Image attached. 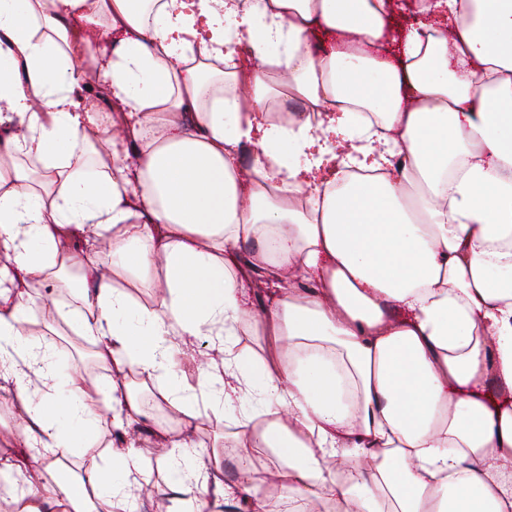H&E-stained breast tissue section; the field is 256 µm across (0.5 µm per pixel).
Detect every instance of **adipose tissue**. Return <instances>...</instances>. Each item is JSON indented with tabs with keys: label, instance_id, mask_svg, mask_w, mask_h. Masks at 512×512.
<instances>
[{
	"label": "adipose tissue",
	"instance_id": "obj_1",
	"mask_svg": "<svg viewBox=\"0 0 512 512\" xmlns=\"http://www.w3.org/2000/svg\"><path fill=\"white\" fill-rule=\"evenodd\" d=\"M447 7L451 36L419 23L394 60L374 50L387 0H0V390L21 425L0 478L19 512H132L155 462L193 512L223 467L171 463L195 413L129 439L132 369L174 406L251 401L233 445L274 462L247 472L250 512H274L276 483L299 510L512 512V0ZM99 79L105 123L72 96ZM47 281L71 289L99 389L26 329ZM244 328L276 350L243 360ZM199 336L189 387L171 354ZM106 408L126 435L111 469L46 489L42 452L94 453Z\"/></svg>",
	"mask_w": 512,
	"mask_h": 512
}]
</instances>
